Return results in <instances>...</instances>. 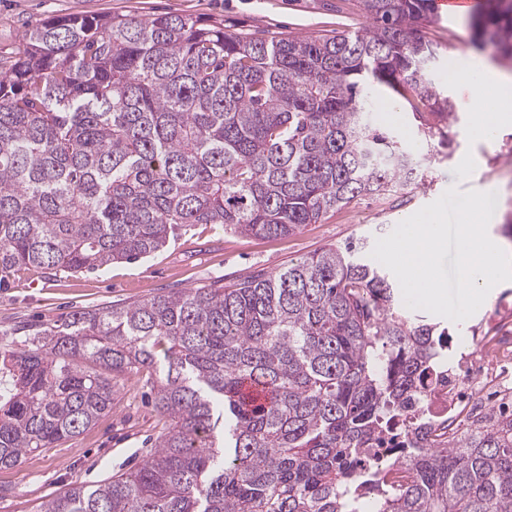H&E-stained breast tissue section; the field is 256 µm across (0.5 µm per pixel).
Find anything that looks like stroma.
<instances>
[{"label":"stroma","mask_w":512,"mask_h":512,"mask_svg":"<svg viewBox=\"0 0 512 512\" xmlns=\"http://www.w3.org/2000/svg\"><path fill=\"white\" fill-rule=\"evenodd\" d=\"M177 13L200 21H221L249 37H317L363 27L356 0H0V52L10 53L25 30L57 16L148 17ZM468 11L433 18L428 38L439 45L432 68L436 83L455 104L448 122L450 146L422 141L411 128L408 108L380 113L405 147L423 159L424 176L402 197L364 195L328 213L296 234L260 239L226 231L220 224H184L163 250L131 263L72 276L30 269L0 278V348H18L23 324H58L71 312L116 302L133 303L187 288H222L252 275L270 274L288 262L332 244L357 238L374 245L402 220L437 200L448 188L492 195L488 234L508 251L512 239V127L492 137L472 135L475 99L482 88L468 69L492 61L494 50H476ZM467 169H460V161ZM160 416L136 377L118 380L115 405L81 435L54 448L29 454L12 469L0 470V512H31L33 506L76 482L98 484L125 473L153 449Z\"/></svg>","instance_id":"stroma-1"}]
</instances>
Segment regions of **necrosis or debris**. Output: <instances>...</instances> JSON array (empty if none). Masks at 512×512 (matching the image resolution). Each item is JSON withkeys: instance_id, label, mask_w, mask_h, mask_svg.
<instances>
[{"instance_id": "1", "label": "necrosis or debris", "mask_w": 512, "mask_h": 512, "mask_svg": "<svg viewBox=\"0 0 512 512\" xmlns=\"http://www.w3.org/2000/svg\"><path fill=\"white\" fill-rule=\"evenodd\" d=\"M512 409V306L501 305L478 327L456 336L447 361L432 377V392L412 409L443 439L487 424Z\"/></svg>"}]
</instances>
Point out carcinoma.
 I'll return each mask as SVG.
<instances>
[{"label": "carcinoma", "mask_w": 512, "mask_h": 512, "mask_svg": "<svg viewBox=\"0 0 512 512\" xmlns=\"http://www.w3.org/2000/svg\"><path fill=\"white\" fill-rule=\"evenodd\" d=\"M432 3L359 0L365 30L317 38L170 13L32 28L0 57V273L135 261L181 224L274 239L418 183L422 159L374 120L371 90L447 137ZM471 26L512 58V0H485ZM361 252L78 309L0 351V470L112 411V380L157 369L154 452L39 512H512V413L443 443L406 417L448 328L405 315ZM383 440L405 480L369 461Z\"/></svg>", "instance_id": "obj_1"}]
</instances>
